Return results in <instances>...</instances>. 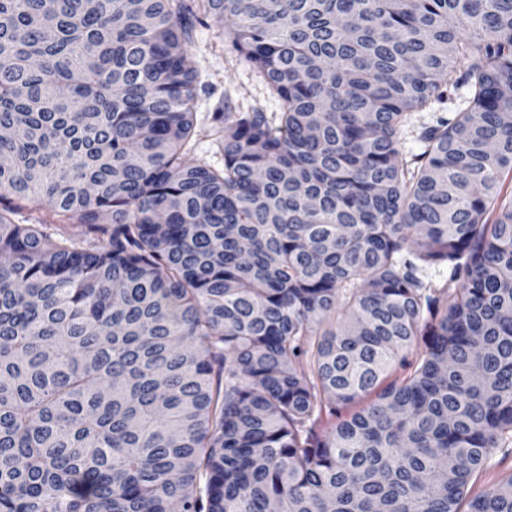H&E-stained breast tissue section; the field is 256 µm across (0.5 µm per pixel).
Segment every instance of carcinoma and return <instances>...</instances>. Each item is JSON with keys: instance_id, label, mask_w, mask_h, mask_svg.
Wrapping results in <instances>:
<instances>
[{"instance_id": "1", "label": "carcinoma", "mask_w": 512, "mask_h": 512, "mask_svg": "<svg viewBox=\"0 0 512 512\" xmlns=\"http://www.w3.org/2000/svg\"><path fill=\"white\" fill-rule=\"evenodd\" d=\"M509 89L512 0H0V512H512ZM230 28V21H209V26L198 25L193 32L188 63L197 71L199 87L207 86L205 91L199 90L196 105L199 124L207 123L208 113L222 97L224 103L236 110L281 111L282 102L271 96L264 80L235 51ZM512 473V453L499 452L490 467L471 489V494L480 493L485 488L495 484L500 478Z\"/></svg>"}]
</instances>
